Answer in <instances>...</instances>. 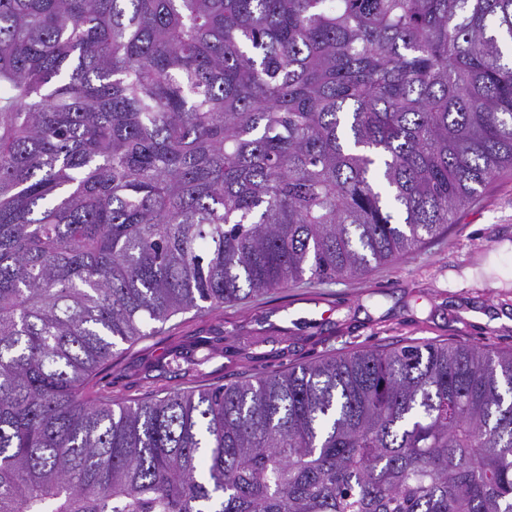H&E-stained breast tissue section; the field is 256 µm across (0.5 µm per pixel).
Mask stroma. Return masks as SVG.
Returning a JSON list of instances; mask_svg holds the SVG:
<instances>
[{
    "instance_id": "1",
    "label": "stroma",
    "mask_w": 512,
    "mask_h": 512,
    "mask_svg": "<svg viewBox=\"0 0 512 512\" xmlns=\"http://www.w3.org/2000/svg\"><path fill=\"white\" fill-rule=\"evenodd\" d=\"M423 340L512 352V170L408 258L209 313L175 315L163 333L103 366L92 385L133 402L181 387L188 370L196 384L218 386Z\"/></svg>"
}]
</instances>
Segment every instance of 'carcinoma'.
Masks as SVG:
<instances>
[{
    "label": "carcinoma",
    "instance_id": "carcinoma-1",
    "mask_svg": "<svg viewBox=\"0 0 512 512\" xmlns=\"http://www.w3.org/2000/svg\"><path fill=\"white\" fill-rule=\"evenodd\" d=\"M510 42L512 0H0V512H512V352L88 389L443 231L512 169Z\"/></svg>",
    "mask_w": 512,
    "mask_h": 512
}]
</instances>
